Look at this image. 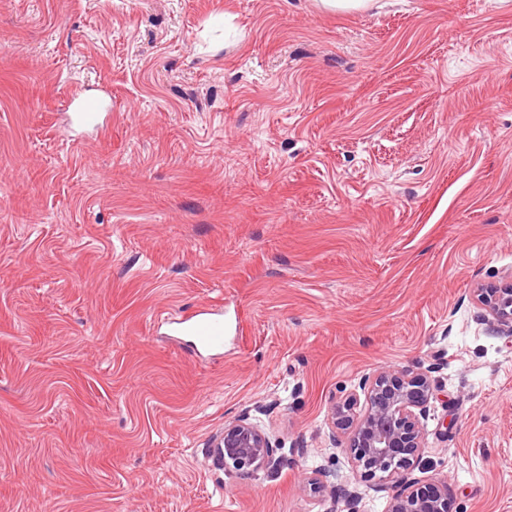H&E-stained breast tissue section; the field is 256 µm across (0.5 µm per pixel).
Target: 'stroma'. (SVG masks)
Masks as SVG:
<instances>
[{
    "mask_svg": "<svg viewBox=\"0 0 512 512\" xmlns=\"http://www.w3.org/2000/svg\"><path fill=\"white\" fill-rule=\"evenodd\" d=\"M509 281L512 0H0V512H330L383 367L431 371L415 476L512 512ZM202 306L222 355L165 327ZM245 414L278 467L209 466ZM76 100L74 112H67L69 117L68 128H92L98 129L102 126L100 104L89 98H79V93L74 92L71 96L70 105ZM475 302L481 310V318L492 332L512 335V284L477 288Z\"/></svg>",
    "mask_w": 512,
    "mask_h": 512,
    "instance_id": "obj_1",
    "label": "stroma"
}]
</instances>
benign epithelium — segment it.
Masks as SVG:
<instances>
[{"mask_svg": "<svg viewBox=\"0 0 512 512\" xmlns=\"http://www.w3.org/2000/svg\"><path fill=\"white\" fill-rule=\"evenodd\" d=\"M475 302L492 332L512 335V284L478 288ZM430 372L381 368L360 383L367 398L363 414L353 412L354 393L330 408L332 433L347 436L345 451L360 477L373 479L382 473L391 479L395 491L388 512H452L448 477L424 483L414 476L425 438L421 418L433 392ZM210 447L219 449L224 470L243 477L278 462L269 435L248 415L224 424ZM307 484L329 490L334 512H363V493L338 481L336 473L321 471Z\"/></svg>", "mask_w": 512, "mask_h": 512, "instance_id": "1", "label": "benign epithelium"}]
</instances>
